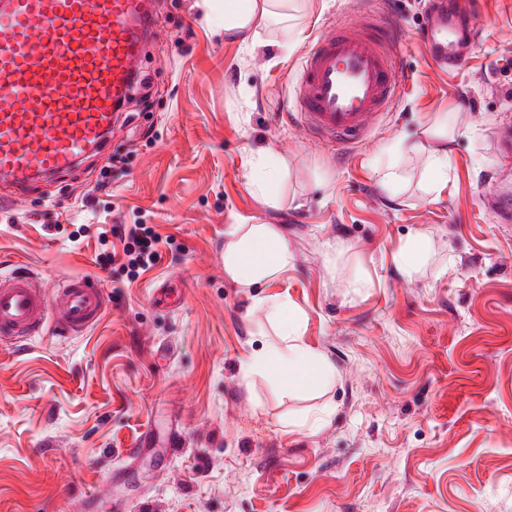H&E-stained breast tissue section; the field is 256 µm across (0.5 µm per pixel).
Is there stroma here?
I'll return each instance as SVG.
<instances>
[{"label":"stroma","mask_w":512,"mask_h":512,"mask_svg":"<svg viewBox=\"0 0 512 512\" xmlns=\"http://www.w3.org/2000/svg\"><path fill=\"white\" fill-rule=\"evenodd\" d=\"M158 37L108 150L0 203V275L109 291L84 333L0 350V512H512V0H471L458 69L418 33L428 0H290L286 17L224 27V0H155ZM391 15L404 92L351 153L321 148L284 112L303 56L336 21ZM454 131L448 174L428 177L434 119ZM282 169L267 204L246 174ZM404 179L383 188L382 169ZM165 236L128 279L100 257L111 225ZM235 224L276 225L293 253L265 294L288 296L336 379L296 396L241 369L275 325L224 272ZM426 266L394 254L418 231ZM333 408L326 428L288 432ZM175 443H167L169 433ZM146 447H137L138 439ZM111 487L100 495L101 487ZM431 250L428 232L420 231L394 255L396 267L405 275L411 276L427 262Z\"/></svg>","instance_id":"obj_1"}]
</instances>
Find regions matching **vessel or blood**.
I'll use <instances>...</instances> for the list:
<instances>
[{
    "instance_id": "1",
    "label": "vessel or blood",
    "mask_w": 512,
    "mask_h": 512,
    "mask_svg": "<svg viewBox=\"0 0 512 512\" xmlns=\"http://www.w3.org/2000/svg\"><path fill=\"white\" fill-rule=\"evenodd\" d=\"M467 15L465 0H442L425 22L435 62L463 65L459 48L473 37ZM152 31V0H0V182L11 185L10 199L111 145ZM397 38L394 23L371 15L337 24L302 61L291 119L347 152L400 88ZM106 298L92 278L49 293L26 273L1 276L0 336L26 341L51 319L63 333L81 330Z\"/></svg>"
}]
</instances>
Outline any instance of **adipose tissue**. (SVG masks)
Masks as SVG:
<instances>
[{"instance_id":"ef3b65f1","label":"adipose tissue","mask_w":512,"mask_h":512,"mask_svg":"<svg viewBox=\"0 0 512 512\" xmlns=\"http://www.w3.org/2000/svg\"><path fill=\"white\" fill-rule=\"evenodd\" d=\"M287 4L288 0H224V26L244 29L260 24ZM292 260L287 242L270 224L233 225L224 245V271L244 288L277 280ZM253 302L274 322L279 339L244 364L243 378L272 374L285 390L295 393L335 379L336 369L326 355L304 341L301 317L287 297L257 295Z\"/></svg>"}]
</instances>
